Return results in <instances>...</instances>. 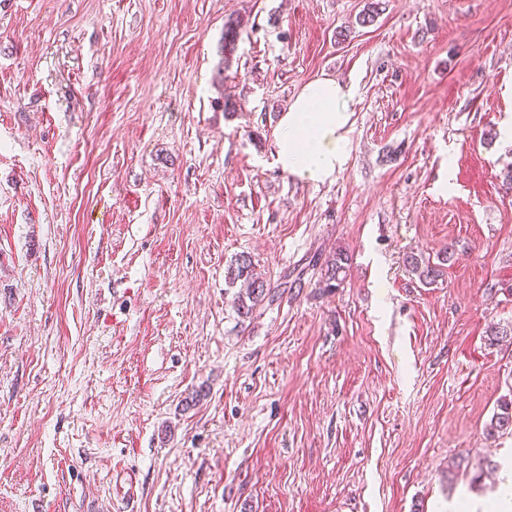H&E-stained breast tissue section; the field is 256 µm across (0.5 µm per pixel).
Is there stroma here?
Here are the masks:
<instances>
[{
    "mask_svg": "<svg viewBox=\"0 0 512 512\" xmlns=\"http://www.w3.org/2000/svg\"><path fill=\"white\" fill-rule=\"evenodd\" d=\"M366 2L0 0V512H489L512 0ZM321 76L356 97L312 183L274 145ZM349 256L343 251L334 253L320 265L321 277L327 287L336 288L344 279ZM342 275V276H341ZM235 267H231L230 275H234L231 284L241 281L240 291L237 296L238 312L241 317H248L252 314L256 305L271 296V287L257 273L253 266L251 257L239 255L235 260ZM246 299L251 303L247 305ZM410 260V261H409ZM445 261H448V258L445 256L441 258L439 264L430 261V257L423 258L421 255L420 258H417L416 255H411L407 258V262L409 266L412 268V271L418 276V278L424 281L427 285L435 283L439 277L443 274V264Z\"/></svg>",
    "mask_w": 512,
    "mask_h": 512,
    "instance_id": "stroma-1",
    "label": "stroma"
}]
</instances>
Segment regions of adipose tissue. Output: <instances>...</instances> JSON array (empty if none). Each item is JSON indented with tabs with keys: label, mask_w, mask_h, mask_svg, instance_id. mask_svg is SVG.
Returning <instances> with one entry per match:
<instances>
[{
	"label": "adipose tissue",
	"mask_w": 512,
	"mask_h": 512,
	"mask_svg": "<svg viewBox=\"0 0 512 512\" xmlns=\"http://www.w3.org/2000/svg\"><path fill=\"white\" fill-rule=\"evenodd\" d=\"M352 85L332 77L308 82L280 119L275 158L281 170L303 181L322 182L350 154Z\"/></svg>",
	"instance_id": "adipose-tissue-1"
}]
</instances>
